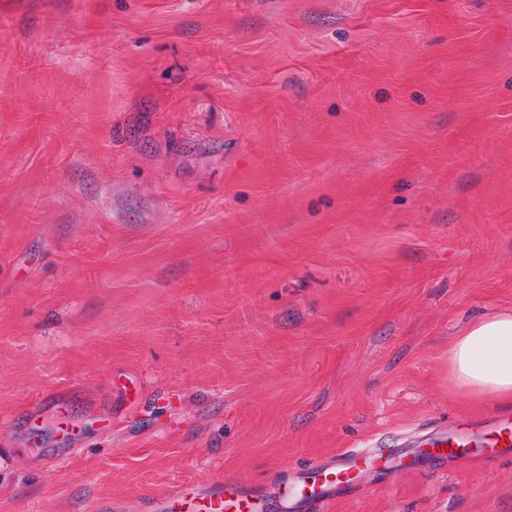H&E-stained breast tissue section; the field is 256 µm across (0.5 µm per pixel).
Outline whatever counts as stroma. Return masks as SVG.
I'll use <instances>...</instances> for the list:
<instances>
[{
  "instance_id": "stroma-1",
  "label": "stroma",
  "mask_w": 512,
  "mask_h": 512,
  "mask_svg": "<svg viewBox=\"0 0 512 512\" xmlns=\"http://www.w3.org/2000/svg\"><path fill=\"white\" fill-rule=\"evenodd\" d=\"M512 310V0H0V512H512L448 343ZM56 452H31L32 436ZM340 455L344 457L337 459L335 466L318 472L316 479L320 480L316 481L318 488L312 496L325 497L334 490L339 492L348 489L351 480L350 472L358 467L360 459L346 453ZM181 506H188L197 512H223L235 509L237 512H260L261 507L249 499L239 485L215 484L201 487L185 485L181 491Z\"/></svg>"
}]
</instances>
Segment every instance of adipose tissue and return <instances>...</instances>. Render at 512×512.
I'll return each instance as SVG.
<instances>
[{"mask_svg": "<svg viewBox=\"0 0 512 512\" xmlns=\"http://www.w3.org/2000/svg\"><path fill=\"white\" fill-rule=\"evenodd\" d=\"M448 381L458 392L512 405V311L467 323L448 345Z\"/></svg>", "mask_w": 512, "mask_h": 512, "instance_id": "adipose-tissue-1", "label": "adipose tissue"}]
</instances>
